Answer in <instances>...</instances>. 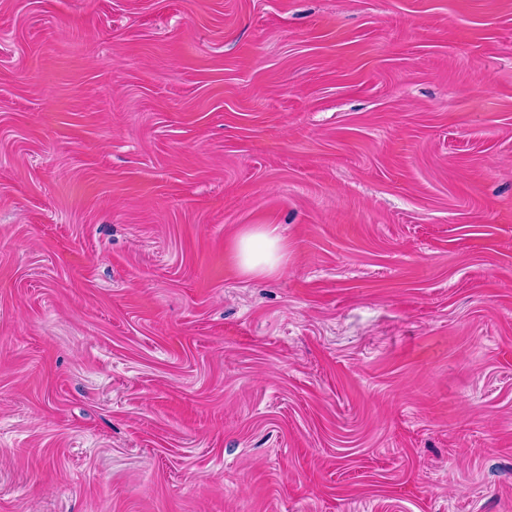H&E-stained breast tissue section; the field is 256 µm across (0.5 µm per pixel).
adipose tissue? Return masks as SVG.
<instances>
[{
	"mask_svg": "<svg viewBox=\"0 0 512 512\" xmlns=\"http://www.w3.org/2000/svg\"><path fill=\"white\" fill-rule=\"evenodd\" d=\"M235 258L242 274L265 276L280 271L286 260V252L275 227L259 224L239 235Z\"/></svg>",
	"mask_w": 512,
	"mask_h": 512,
	"instance_id": "obj_1",
	"label": "adipose tissue"
}]
</instances>
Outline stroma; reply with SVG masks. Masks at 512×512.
I'll use <instances>...</instances> for the list:
<instances>
[{"instance_id": "obj_1", "label": "stroma", "mask_w": 512, "mask_h": 512, "mask_svg": "<svg viewBox=\"0 0 512 512\" xmlns=\"http://www.w3.org/2000/svg\"><path fill=\"white\" fill-rule=\"evenodd\" d=\"M0 512H512V0H0ZM277 229L268 224L254 225L244 230L235 245V258L242 274L272 275L280 271L286 252Z\"/></svg>"}]
</instances>
